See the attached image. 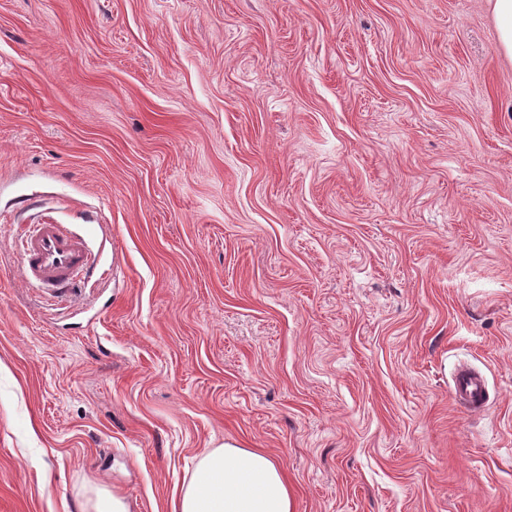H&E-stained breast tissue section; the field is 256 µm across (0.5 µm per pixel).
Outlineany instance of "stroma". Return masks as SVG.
I'll return each instance as SVG.
<instances>
[{
    "mask_svg": "<svg viewBox=\"0 0 512 512\" xmlns=\"http://www.w3.org/2000/svg\"><path fill=\"white\" fill-rule=\"evenodd\" d=\"M44 222L91 249L62 301ZM227 441L294 512H512L489 0H0V512H172ZM91 253L85 237L62 224H35L21 240L19 270L40 288L71 291L77 278L90 270ZM456 404L470 413L484 411L489 395L485 377L480 371L472 368L459 369L450 390ZM129 512L126 503L114 493L99 497L96 502L80 504L79 512Z\"/></svg>",
    "mask_w": 512,
    "mask_h": 512,
    "instance_id": "1",
    "label": "stroma"
}]
</instances>
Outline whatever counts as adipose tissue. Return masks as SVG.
<instances>
[{"mask_svg": "<svg viewBox=\"0 0 512 512\" xmlns=\"http://www.w3.org/2000/svg\"><path fill=\"white\" fill-rule=\"evenodd\" d=\"M288 481L265 452L235 443L211 448L196 462L173 512H292Z\"/></svg>", "mask_w": 512, "mask_h": 512, "instance_id": "obj_1", "label": "adipose tissue"}]
</instances>
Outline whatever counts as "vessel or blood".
<instances>
[{
  "label": "vessel or blood",
  "mask_w": 512,
  "mask_h": 512,
  "mask_svg": "<svg viewBox=\"0 0 512 512\" xmlns=\"http://www.w3.org/2000/svg\"><path fill=\"white\" fill-rule=\"evenodd\" d=\"M85 237L60 224H37L21 241L19 270L23 279L60 293L71 291L77 278L90 270ZM456 404L471 413L484 411L489 395L480 371L459 369L450 390Z\"/></svg>",
  "instance_id": "obj_1"
}]
</instances>
